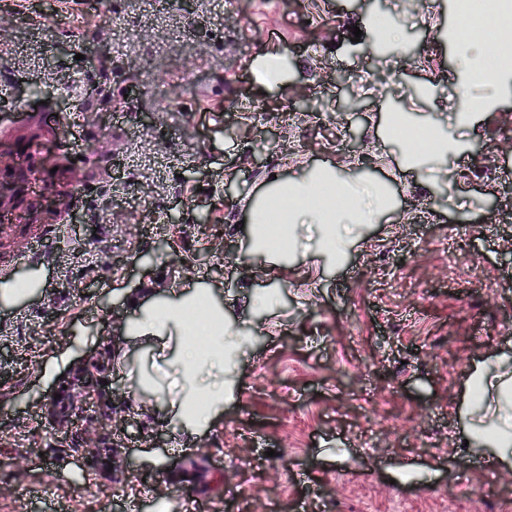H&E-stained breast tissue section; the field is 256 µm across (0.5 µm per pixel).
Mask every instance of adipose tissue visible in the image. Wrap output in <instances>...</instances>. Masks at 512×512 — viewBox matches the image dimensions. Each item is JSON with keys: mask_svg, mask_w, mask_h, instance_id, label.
Wrapping results in <instances>:
<instances>
[{"mask_svg": "<svg viewBox=\"0 0 512 512\" xmlns=\"http://www.w3.org/2000/svg\"><path fill=\"white\" fill-rule=\"evenodd\" d=\"M405 122L422 126L429 133L432 146L425 153L407 148L402 159H415L416 169L438 174L448 158L447 128L437 120L420 121L413 112L406 113ZM283 203L287 204L288 213L274 235L269 225ZM245 206L250 215L246 251L262 261L273 276L288 266L286 244L293 240L297 225L317 226L318 257L341 259L351 245V228L379 223L392 210L394 198L386 181L363 179L342 167L321 164L291 179L268 177L263 192L247 198ZM193 301L208 326L207 343L203 346L187 337L192 310L189 304ZM136 323V338L151 343L160 354V364L147 373L132 371L135 384L143 385L148 379L162 383L163 367L175 368L174 390L165 394L163 404L181 434L197 435L223 410L229 396L225 376L239 352L240 331L226 322L224 308L214 302L211 291L200 288L173 294L156 306L141 305ZM177 336L182 342L174 350L170 342Z\"/></svg>", "mask_w": 512, "mask_h": 512, "instance_id": "obj_1", "label": "adipose tissue"}]
</instances>
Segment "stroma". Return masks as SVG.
Wrapping results in <instances>:
<instances>
[{
    "mask_svg": "<svg viewBox=\"0 0 512 512\" xmlns=\"http://www.w3.org/2000/svg\"><path fill=\"white\" fill-rule=\"evenodd\" d=\"M107 8L0 0L14 21L0 37V85L11 89L0 140L39 134L57 165L32 223L0 239V512H153L163 490L172 512H512V459L482 442L498 423L497 392L476 406L466 387L478 366L494 381L512 374V131L499 122L512 89L455 125L463 78L445 33L456 0H194L189 15L176 0H113L110 21L71 24ZM394 10L401 48L376 57L368 21ZM272 47L288 63L277 84L261 78ZM327 66L347 71L349 85L328 83ZM370 74L381 91H362ZM65 77L90 88L93 121L59 96ZM117 80L128 103L115 112L97 89ZM417 84L430 93L415 101ZM301 91L311 113L291 111ZM165 96L182 111H163ZM353 97L364 177L390 174L400 148L381 127L413 103L461 146L447 164L457 202L428 205L422 176L399 175L397 210L359 227L343 263L307 278L317 232L302 225L299 255L272 281L279 306L247 309L263 263L245 255L242 201L270 175L346 161L350 142L332 116ZM90 147L92 163L81 164ZM170 215L182 219L181 253L221 237L238 260L215 279L173 267L156 249ZM212 284L226 320L251 337L227 378L232 399L190 438L165 412L140 415L134 469L117 481L90 469L42 417L59 375L116 335L106 305L134 316L129 289L155 287L159 303L168 289ZM201 456L222 476L219 492L167 485L176 463Z\"/></svg>",
    "mask_w": 512,
    "mask_h": 512,
    "instance_id": "stroma-1",
    "label": "stroma"
}]
</instances>
